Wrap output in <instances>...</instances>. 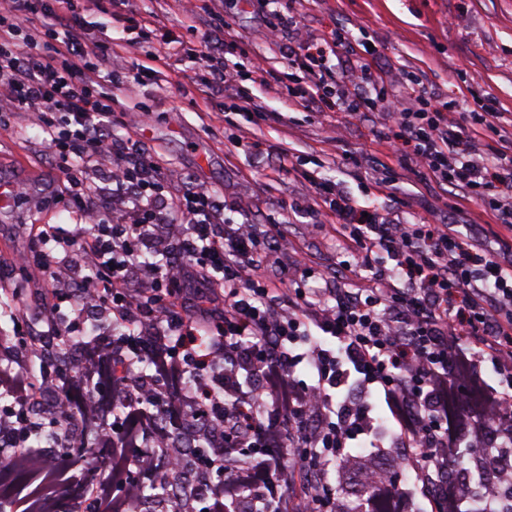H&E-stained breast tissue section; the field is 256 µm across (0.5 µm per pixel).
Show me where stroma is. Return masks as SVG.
<instances>
[{"instance_id": "stroma-1", "label": "stroma", "mask_w": 512, "mask_h": 512, "mask_svg": "<svg viewBox=\"0 0 512 512\" xmlns=\"http://www.w3.org/2000/svg\"><path fill=\"white\" fill-rule=\"evenodd\" d=\"M226 19L238 49L225 62L238 85L261 102L264 115L240 110L235 98L199 97L194 87L205 78L198 61L199 32L190 28L177 0H137L135 18H148L172 31L178 41L168 51L153 37L119 50V70L127 81L116 87L102 83L125 111L112 114V136L127 151L151 150L160 166L176 170L182 180L207 183L224 197L226 218H249L256 224L279 225L281 238L263 261V279L278 283L285 269L305 259L312 275L307 287L324 278L366 277L365 267L339 265L340 247L331 225L314 226L295 203L312 197L311 178L341 186L358 205L369 206L396 222L445 224L472 222L481 208L469 202L465 212L455 206L459 190L439 186L418 174L402 158L390 171L375 162L381 147L371 124L360 115L338 110L315 113L295 105L288 92L306 82L304 70L288 67L267 33L274 23L268 0H225ZM298 25L316 36L345 30L355 50L347 65L371 71L403 69L442 98L460 103L461 124L470 110L496 102L512 113V0H296ZM159 53L155 73L141 72L149 53ZM262 60V80L250 75ZM141 107L138 130L129 127L128 107ZM342 123L340 141L329 126ZM13 178L28 192L18 207L0 209V365L10 364L16 335L36 336L51 312L38 303L40 283L27 280L11 255L26 247L35 224L72 230L69 184L60 161L42 143L39 129L27 114L0 112V180ZM391 457L353 448L338 453L329 467L330 482L343 502L355 498L353 472L391 464ZM112 472V461L93 436L73 448L69 474L74 482L93 484Z\"/></svg>"}]
</instances>
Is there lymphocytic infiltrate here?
I'll use <instances>...</instances> for the list:
<instances>
[{
	"label": "lymphocytic infiltrate",
	"mask_w": 512,
	"mask_h": 512,
	"mask_svg": "<svg viewBox=\"0 0 512 512\" xmlns=\"http://www.w3.org/2000/svg\"><path fill=\"white\" fill-rule=\"evenodd\" d=\"M97 0H7L0 9V108L27 113L44 144L60 159L73 203V231L60 235L46 224L19 270L39 275L56 303L71 300L111 315L123 335L80 343L85 380L111 388V399L82 392L67 368L40 358L30 374L0 368V434H11L28 466L39 460L21 403L33 384L60 392L56 419H81L112 457V480L95 485L112 499V512H132L141 494L137 472L168 488L170 436L160 413L175 412L193 393L224 445L205 457L210 476L201 502L175 497L168 512H229L244 491H257L255 512H283L294 484L281 465L287 443L299 448L306 483L295 502L302 512H338L327 492L328 466L338 450L360 445L403 458L414 477L403 491L388 470L362 474L375 504L369 512H462L461 499L477 492L481 512H503L502 486L441 492L461 451L497 435L512 446V148L488 156L481 131L494 129V104L471 112L469 128L455 117L456 101L395 73L405 99L391 117L410 146L409 159L423 175L484 198L483 214L507 232L504 251L491 254L477 235L457 224H400L378 212L362 214L342 190L314 183L315 214L336 220L342 253L370 267L352 288L326 282L302 288L309 269L288 274L287 287L259 274V243L275 246L278 225L260 229L250 220L227 222L224 202L196 182L171 200L158 193L174 181L147 153L124 155L108 132L117 97L100 91L114 77V52L88 28ZM269 29L283 59L308 73L292 98L310 106L333 102L352 115L371 108L369 68L360 78L334 72L332 56L350 48L346 31L319 40L304 34L293 16L276 12ZM55 41L40 48L41 31ZM223 32L205 29L200 59L207 78L202 97L234 91L245 111L261 106L238 88L224 63ZM112 158V203L100 210L86 173L95 160ZM88 261L78 294L66 275L74 256ZM141 361L149 386L136 405L124 402L125 381L114 361ZM303 368L311 382L296 378ZM496 383H489L483 368ZM238 450L243 464L227 467Z\"/></svg>",
	"instance_id": "lymphocytic-infiltrate-1"
}]
</instances>
